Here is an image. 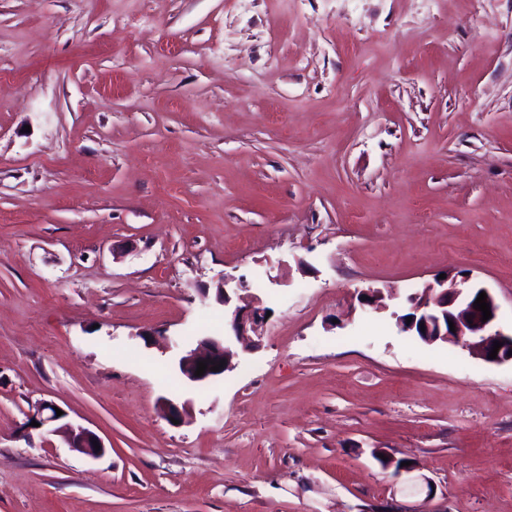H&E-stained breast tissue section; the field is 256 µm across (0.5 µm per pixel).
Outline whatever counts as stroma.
<instances>
[{
  "mask_svg": "<svg viewBox=\"0 0 512 512\" xmlns=\"http://www.w3.org/2000/svg\"><path fill=\"white\" fill-rule=\"evenodd\" d=\"M459 271L511 331L512 0H0V512H512V364L393 320ZM265 319V310L259 308L244 309L235 308L230 313L229 327L232 334L225 335L224 338L207 337L202 339L194 349L186 351L178 362L179 369L184 371L186 379L194 383H205L213 381L216 378L224 377V373L234 369L232 363L235 353L231 349L230 338L234 336L239 340L247 336L249 330H255L263 323ZM203 361L207 364V369L201 376H195L197 363ZM224 362L223 368L219 371H211V367ZM66 429L65 441L69 448H74L81 454L91 458H99L105 454L106 447L101 438L94 432L83 427H69ZM93 441H97V444L100 446L99 450L95 449Z\"/></svg>",
  "mask_w": 512,
  "mask_h": 512,
  "instance_id": "stroma-1",
  "label": "stroma"
}]
</instances>
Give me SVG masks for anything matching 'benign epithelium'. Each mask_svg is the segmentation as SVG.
<instances>
[{"label":"benign epithelium","instance_id":"benign-epithelium-1","mask_svg":"<svg viewBox=\"0 0 512 512\" xmlns=\"http://www.w3.org/2000/svg\"><path fill=\"white\" fill-rule=\"evenodd\" d=\"M486 293V302L490 305L491 318L482 321V312L474 308V303L480 293ZM409 303L415 317L406 322L405 316H395V324L403 333H415V327L421 323L425 327L424 336H441L445 341L461 345L470 351L476 352L483 360H488L494 342H502L498 349L494 363L512 362V333L507 334L497 327L499 305L492 292L477 283L471 282V277L463 275L439 279L427 283L422 293L409 297ZM265 311L258 308H235L230 313L229 327L231 335L222 338L207 337L202 339L198 346L183 354L178 362L184 371L186 379L194 383H209L224 373L234 369L233 358L235 353L231 349L230 337L237 339L247 335L250 330L256 329L263 323ZM454 323L455 331H450L449 323ZM204 362L207 369L201 376L195 375L197 363ZM223 364V368L214 372L211 367ZM32 419L43 428L60 420L55 406L44 403L37 409ZM65 441L69 447L81 454L99 458L105 454L101 438L94 432L83 427H69L65 434ZM100 449H95V445Z\"/></svg>","mask_w":512,"mask_h":512}]
</instances>
